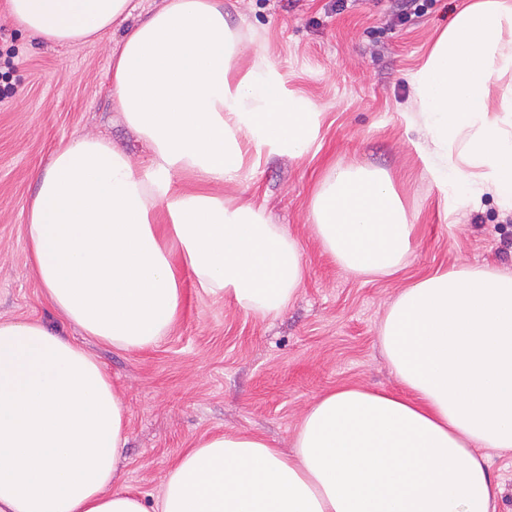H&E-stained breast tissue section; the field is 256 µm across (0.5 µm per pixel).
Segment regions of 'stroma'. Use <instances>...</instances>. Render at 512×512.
I'll use <instances>...</instances> for the list:
<instances>
[{"label":"stroma","mask_w":512,"mask_h":512,"mask_svg":"<svg viewBox=\"0 0 512 512\" xmlns=\"http://www.w3.org/2000/svg\"><path fill=\"white\" fill-rule=\"evenodd\" d=\"M244 42L261 44L290 88L314 99L324 120L301 158L262 159L237 185L214 195L250 202L298 242L305 278L276 318L218 298L198 297L182 275L183 304L158 346L124 351L84 336L51 307L32 269L25 213L36 174L53 150L77 135L111 140L133 162L146 148L112 104L107 74L115 35L95 43L44 45L12 24L0 4V320L40 319L85 346L121 391L128 441L120 461L127 486L155 498L168 470L202 435L239 431L290 449L315 398L340 386L397 388L378 341L394 297L437 271L481 265L512 270V214L489 196L446 214L404 111L409 75L472 0H430L426 12L394 22L381 0H223ZM361 164L387 173L415 224L406 267L363 278L322 249L310 203L334 167Z\"/></svg>","instance_id":"stroma-1"}]
</instances>
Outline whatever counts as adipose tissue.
Returning a JSON list of instances; mask_svg holds the SVG:
<instances>
[{"label": "adipose tissue", "instance_id": "1", "mask_svg": "<svg viewBox=\"0 0 512 512\" xmlns=\"http://www.w3.org/2000/svg\"><path fill=\"white\" fill-rule=\"evenodd\" d=\"M48 44L110 32L112 100L150 150L60 144L26 214L53 309L130 351L159 344L200 296L279 316L301 287L298 243L209 194L271 155L302 156L323 111L240 42L222 0H6ZM512 0H474L409 77L417 151L449 210L492 195L512 213ZM323 249L359 276L399 272L414 226L388 175L334 168L311 208ZM396 390L339 388L306 410L291 451L243 432L202 437L147 502L120 483L127 409L102 365L39 320L0 321V512H497L489 451H512V271L464 266L404 288L381 324Z\"/></svg>", "mask_w": 512, "mask_h": 512}]
</instances>
